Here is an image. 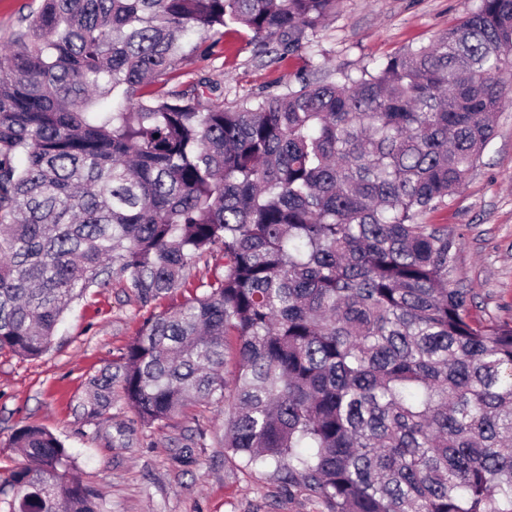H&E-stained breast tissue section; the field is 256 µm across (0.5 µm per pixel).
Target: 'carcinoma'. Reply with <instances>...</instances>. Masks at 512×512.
<instances>
[{
    "label": "carcinoma",
    "mask_w": 512,
    "mask_h": 512,
    "mask_svg": "<svg viewBox=\"0 0 512 512\" xmlns=\"http://www.w3.org/2000/svg\"><path fill=\"white\" fill-rule=\"evenodd\" d=\"M340 0H42L0 51V353L37 358L91 288L145 319L83 415L227 406L224 448L331 512H512V322L470 320L455 242L418 217L462 186L512 102V0L357 74L203 107L195 31L276 57ZM0 512H105L51 431L18 428Z\"/></svg>",
    "instance_id": "cac0c4a2"
}]
</instances>
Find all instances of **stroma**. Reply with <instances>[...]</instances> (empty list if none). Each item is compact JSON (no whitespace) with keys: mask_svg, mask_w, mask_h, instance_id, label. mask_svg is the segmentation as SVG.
<instances>
[{"mask_svg":"<svg viewBox=\"0 0 512 512\" xmlns=\"http://www.w3.org/2000/svg\"><path fill=\"white\" fill-rule=\"evenodd\" d=\"M479 0H341L310 37L301 57L258 54L243 31L226 30L215 55L193 53L179 80L207 77L225 105L280 93L297 76L335 79L425 44L458 25ZM422 224H444L459 247L448 283L470 289L472 320H512V106L500 112L493 139L467 181ZM221 253L205 255L174 289L141 306L113 282L90 289L59 324L50 348L35 359L0 355V467L19 463L8 445L24 425L65 440L77 474L101 493L107 512H330L312 490L288 489L272 468L245 466L226 453L224 410L195 405L165 422L138 426L135 412L114 404L99 419L80 407L90 375L109 367L135 339L146 317L192 298L199 281L223 270ZM133 433L121 437L119 429Z\"/></svg>","mask_w":512,"mask_h":512,"instance_id":"1","label":"stroma"}]
</instances>
